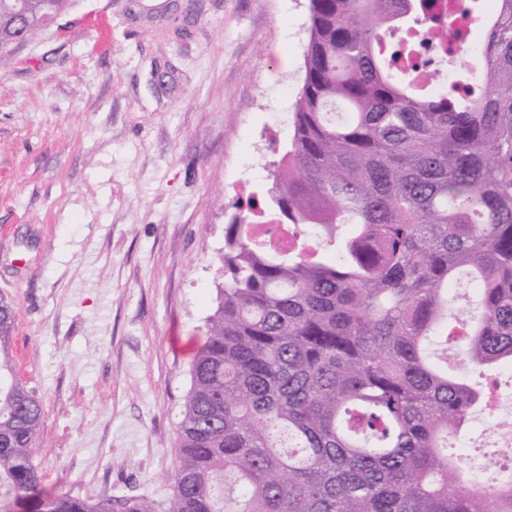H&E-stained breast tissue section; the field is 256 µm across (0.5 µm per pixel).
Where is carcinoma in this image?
Masks as SVG:
<instances>
[{"instance_id":"obj_1","label":"carcinoma","mask_w":512,"mask_h":512,"mask_svg":"<svg viewBox=\"0 0 512 512\" xmlns=\"http://www.w3.org/2000/svg\"><path fill=\"white\" fill-rule=\"evenodd\" d=\"M70 0H27L36 34ZM13 0H0V66ZM309 0L305 76L273 186L224 225V286L191 362L170 496L47 494L42 406L0 297V512H512L454 441L484 390L448 375L449 290L477 302L462 364H512V0ZM473 42L479 79L412 77L405 20Z\"/></svg>"}]
</instances>
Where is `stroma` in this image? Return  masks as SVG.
Wrapping results in <instances>:
<instances>
[{
    "label": "stroma",
    "instance_id": "35a3bbf8",
    "mask_svg": "<svg viewBox=\"0 0 512 512\" xmlns=\"http://www.w3.org/2000/svg\"><path fill=\"white\" fill-rule=\"evenodd\" d=\"M308 0H71L0 69V296L50 491L170 494L224 226L270 187ZM112 15L101 40L81 20Z\"/></svg>",
    "mask_w": 512,
    "mask_h": 512
}]
</instances>
